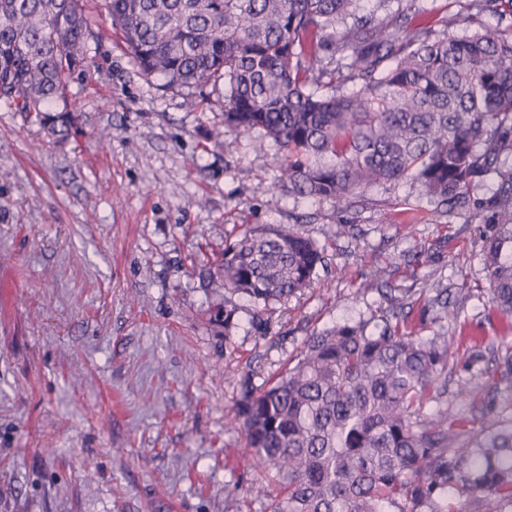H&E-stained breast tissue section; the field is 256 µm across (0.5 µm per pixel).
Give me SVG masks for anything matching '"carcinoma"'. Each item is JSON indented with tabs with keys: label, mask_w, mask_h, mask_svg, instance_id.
I'll list each match as a JSON object with an SVG mask.
<instances>
[{
	"label": "carcinoma",
	"mask_w": 512,
	"mask_h": 512,
	"mask_svg": "<svg viewBox=\"0 0 512 512\" xmlns=\"http://www.w3.org/2000/svg\"><path fill=\"white\" fill-rule=\"evenodd\" d=\"M133 64L191 96L224 82V129L256 131L281 153L283 185L340 209L372 183L418 185L439 209L467 203L494 174L492 232L482 241L491 302L512 314V37L480 24L512 0H473L462 36L407 30L360 0H101ZM91 18L79 0H0V102L46 136L77 130L67 89L88 53ZM363 80L357 90L339 84ZM315 241L286 224L224 235L214 274L225 290L268 305L311 282ZM439 320L448 289H436ZM208 321L229 340L238 307L216 302ZM380 331L369 321L311 334L297 361L260 391H244L235 424L272 475L271 512H462L448 493L481 495L512 512V418L464 435L445 393L451 339L414 335L399 302ZM512 378V350L476 349L454 396L474 401L486 354Z\"/></svg>",
	"instance_id": "1"
}]
</instances>
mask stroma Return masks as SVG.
<instances>
[{
    "mask_svg": "<svg viewBox=\"0 0 512 512\" xmlns=\"http://www.w3.org/2000/svg\"><path fill=\"white\" fill-rule=\"evenodd\" d=\"M468 0H390L410 29L442 32ZM83 73L68 98L82 133L55 142L0 106V512H269L251 495L254 458L234 430L244 388L258 389L307 336L411 302L416 334L512 346V315L489 301L473 208L433 212L419 186L371 185L350 208L289 195L276 149L257 133L216 135L223 86L188 97L145 78L98 0ZM292 224L324 252L310 285L240 315L230 338L205 310L225 232ZM448 291L456 320L423 313ZM483 411L447 396L480 430L507 395L495 363L476 381ZM96 457L87 478L82 461Z\"/></svg>",
    "mask_w": 512,
    "mask_h": 512,
    "instance_id": "1",
    "label": "stroma"
}]
</instances>
